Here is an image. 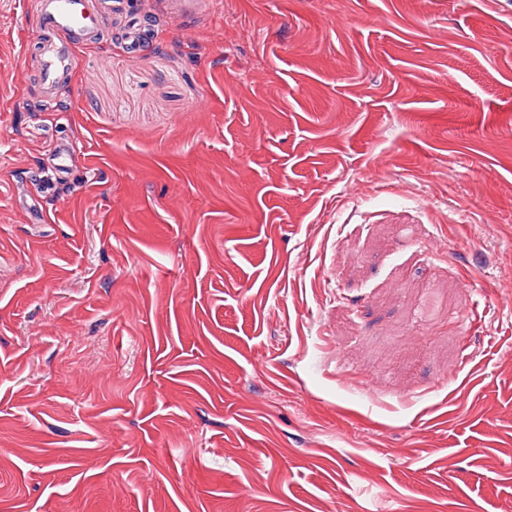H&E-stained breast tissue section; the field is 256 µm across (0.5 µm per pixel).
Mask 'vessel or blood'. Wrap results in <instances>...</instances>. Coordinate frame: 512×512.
I'll use <instances>...</instances> for the list:
<instances>
[{"mask_svg": "<svg viewBox=\"0 0 512 512\" xmlns=\"http://www.w3.org/2000/svg\"><path fill=\"white\" fill-rule=\"evenodd\" d=\"M124 3L125 0H36L35 46L40 62L36 70L24 72V81L34 82L43 97L56 95L71 81L77 48L95 44L102 33L104 17L121 13ZM119 42L131 54L147 51L143 17L126 21Z\"/></svg>", "mask_w": 512, "mask_h": 512, "instance_id": "obj_1", "label": "vessel or blood"}]
</instances>
